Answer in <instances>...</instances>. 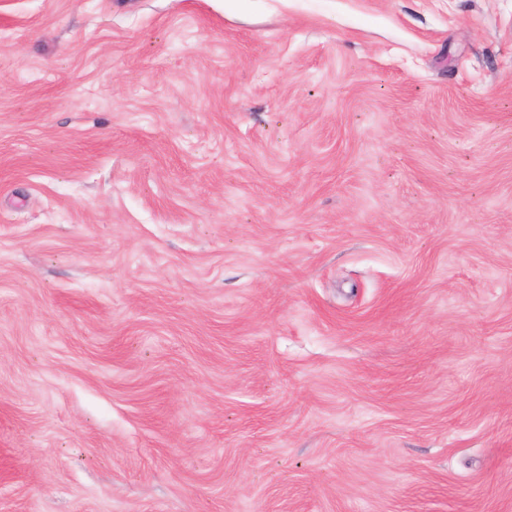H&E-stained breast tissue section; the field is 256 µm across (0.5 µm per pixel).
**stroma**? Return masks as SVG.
<instances>
[{
	"label": "stroma",
	"instance_id": "35a3bbf8",
	"mask_svg": "<svg viewBox=\"0 0 512 512\" xmlns=\"http://www.w3.org/2000/svg\"><path fill=\"white\" fill-rule=\"evenodd\" d=\"M0 512H512V0H0Z\"/></svg>",
	"mask_w": 512,
	"mask_h": 512
}]
</instances>
